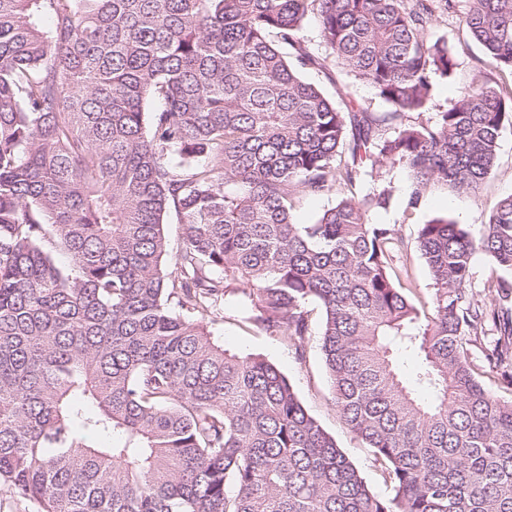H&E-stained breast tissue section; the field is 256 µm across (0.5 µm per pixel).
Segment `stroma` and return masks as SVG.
<instances>
[{
    "label": "stroma",
    "instance_id": "1",
    "mask_svg": "<svg viewBox=\"0 0 512 512\" xmlns=\"http://www.w3.org/2000/svg\"><path fill=\"white\" fill-rule=\"evenodd\" d=\"M471 0H458L456 13L439 15L431 29L432 37H441L456 56L457 67L446 77H435L434 95L419 116L420 122L431 123L437 112L448 109L472 81L490 75L494 80H505L512 85V75H501L496 63L483 55L459 23V15L468 10ZM308 79L315 82L333 99L338 107L352 104L372 112L387 111V104L367 82L348 73L335 59L327 61L324 70H311ZM408 171L398 163H383L377 167L373 179L349 187L335 185L321 195H302L294 202V216L298 223H313L317 216L346 193L364 195L372 188L385 187L390 191L387 208L371 213L370 221L391 228L400 241L392 253V268L404 285L415 288L420 297L432 292V280L420 253L417 230L420 224L433 217L447 215L456 222L470 225L479 231L496 203L512 194V125L501 132L496 168L478 195L460 194L447 185L435 184L423 195L416 207H409ZM250 309L239 295L227 297L208 316L212 331L223 341L225 348L241 355H259L276 364L288 377L303 404L322 427L336 440L351 460L360 468L371 488L378 495L387 489L370 462V452L364 443L340 419L331 400L329 382L323 365L318 333H311L306 342L305 360H297L293 349L280 338L266 334L247 322Z\"/></svg>",
    "mask_w": 512,
    "mask_h": 512
}]
</instances>
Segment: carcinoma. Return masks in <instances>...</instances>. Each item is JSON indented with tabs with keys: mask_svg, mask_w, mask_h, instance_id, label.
Listing matches in <instances>:
<instances>
[{
	"mask_svg": "<svg viewBox=\"0 0 512 512\" xmlns=\"http://www.w3.org/2000/svg\"><path fill=\"white\" fill-rule=\"evenodd\" d=\"M455 7L0 0V484L41 512H512V400L485 385L512 393V279L487 302L467 288L478 254L512 272V195L476 235L419 225L425 316L390 267L393 230L368 221L387 190L293 215L385 161L409 171L410 207L492 174L512 91L479 79L432 124L404 122L456 67L429 35ZM310 12L390 111L342 110L304 78L327 62L301 37ZM460 22L512 70V0H471ZM239 292L301 361L319 308L332 400L387 495L276 365L213 337L205 316ZM164 231L169 243L170 252V269L174 268V257L182 244V224L178 223L174 210H172L167 218Z\"/></svg>",
	"mask_w": 512,
	"mask_h": 512,
	"instance_id": "obj_1",
	"label": "carcinoma"
}]
</instances>
